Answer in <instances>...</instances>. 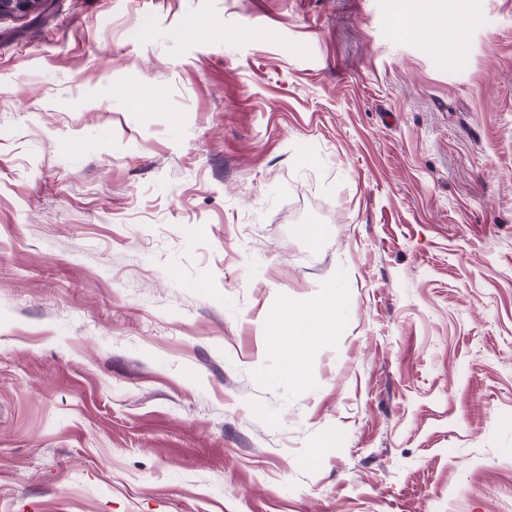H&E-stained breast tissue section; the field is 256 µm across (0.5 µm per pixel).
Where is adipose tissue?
<instances>
[{
    "instance_id": "1",
    "label": "adipose tissue",
    "mask_w": 512,
    "mask_h": 512,
    "mask_svg": "<svg viewBox=\"0 0 512 512\" xmlns=\"http://www.w3.org/2000/svg\"><path fill=\"white\" fill-rule=\"evenodd\" d=\"M446 0H429L426 9H417L413 0H400L395 31L401 36H411L427 45L444 49L454 38L455 32L445 17ZM338 307L334 304L316 303L289 309L288 320L278 332L270 334L269 344L277 349L287 346L301 349L308 344L334 335L338 325Z\"/></svg>"
}]
</instances>
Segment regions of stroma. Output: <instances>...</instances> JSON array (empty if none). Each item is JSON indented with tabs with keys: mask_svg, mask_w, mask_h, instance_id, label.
<instances>
[{
	"mask_svg": "<svg viewBox=\"0 0 512 512\" xmlns=\"http://www.w3.org/2000/svg\"><path fill=\"white\" fill-rule=\"evenodd\" d=\"M447 2L0 17V512H512V0ZM428 2L426 9L418 10L413 0H400L395 31L399 36H412L431 47L447 50L448 42L453 40L462 24L448 28V20L444 17L446 0ZM338 304L316 303L289 309L288 321L279 332L268 336V343L277 349L287 350L288 360L283 365L282 377L293 383H302L305 370L300 360L290 355L288 338L294 349H303L308 344L335 334L339 325ZM309 322L310 327H307Z\"/></svg>",
	"mask_w": 512,
	"mask_h": 512,
	"instance_id": "35a3bbf8",
	"label": "stroma"
}]
</instances>
